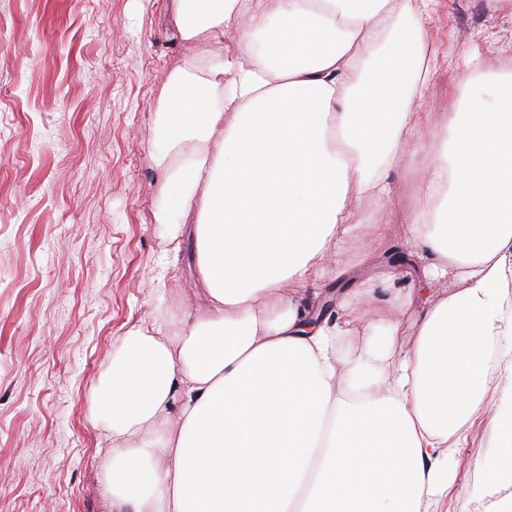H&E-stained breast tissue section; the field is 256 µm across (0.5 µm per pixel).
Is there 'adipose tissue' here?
Listing matches in <instances>:
<instances>
[{
    "instance_id": "obj_1",
    "label": "adipose tissue",
    "mask_w": 512,
    "mask_h": 512,
    "mask_svg": "<svg viewBox=\"0 0 512 512\" xmlns=\"http://www.w3.org/2000/svg\"><path fill=\"white\" fill-rule=\"evenodd\" d=\"M433 3L399 25L402 0H171L184 39L234 42L206 76L169 75L151 150L159 164L188 152L154 219L195 214L207 306L174 336L130 329L94 394L113 512H430L447 491L449 438L512 378V107L465 85L470 110L441 132L404 226L410 269L384 265L309 321L354 204L390 198L419 137ZM454 270L462 287L431 297ZM372 299L392 319L352 349L346 315ZM494 423L489 488L512 475V386ZM416 316V309L412 308L401 318L397 358H403L412 345Z\"/></svg>"
}]
</instances>
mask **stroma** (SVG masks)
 Returning a JSON list of instances; mask_svg holds the SVG:
<instances>
[{"instance_id": "1", "label": "stroma", "mask_w": 512, "mask_h": 512, "mask_svg": "<svg viewBox=\"0 0 512 512\" xmlns=\"http://www.w3.org/2000/svg\"><path fill=\"white\" fill-rule=\"evenodd\" d=\"M210 34L187 41L168 0H0V512H111L110 443L95 389L126 332L179 331L205 309L189 226L154 223L163 203L150 150L167 76L219 63ZM421 140L389 172L390 200L363 197L328 287L349 288L404 248L403 220L465 111L477 74L512 71V0H437ZM388 224L384 241L367 230ZM495 382L448 459L437 512H492L474 489L495 442Z\"/></svg>"}]
</instances>
